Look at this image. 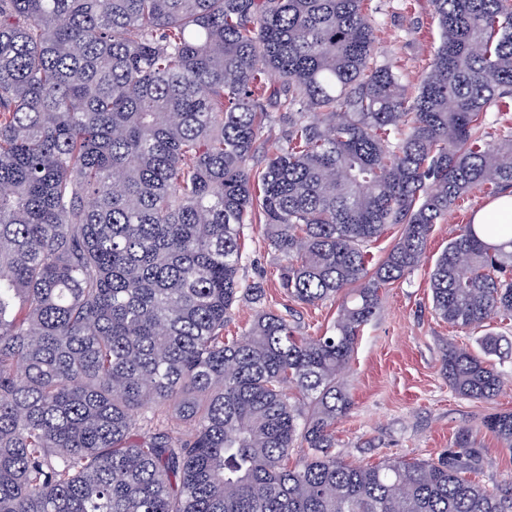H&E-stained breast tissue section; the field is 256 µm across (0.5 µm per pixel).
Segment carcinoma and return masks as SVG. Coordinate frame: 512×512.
Instances as JSON below:
<instances>
[{"mask_svg": "<svg viewBox=\"0 0 512 512\" xmlns=\"http://www.w3.org/2000/svg\"><path fill=\"white\" fill-rule=\"evenodd\" d=\"M368 2L0 0V512H512V485L469 478V431L436 461L334 451L379 290L460 197L512 188V126L486 142L512 0H429L412 90ZM272 107L284 144L255 167ZM258 215L280 287L341 300L329 332L262 310L224 339L260 292L239 276ZM430 290L452 327L511 315L512 225L460 226ZM498 354L450 340L442 373L491 400ZM481 427L512 451V412Z\"/></svg>", "mask_w": 512, "mask_h": 512, "instance_id": "carcinoma-1", "label": "carcinoma"}]
</instances>
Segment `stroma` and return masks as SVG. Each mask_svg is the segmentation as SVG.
Wrapping results in <instances>:
<instances>
[{"label":"stroma","mask_w":512,"mask_h":512,"mask_svg":"<svg viewBox=\"0 0 512 512\" xmlns=\"http://www.w3.org/2000/svg\"><path fill=\"white\" fill-rule=\"evenodd\" d=\"M380 59L397 66L408 87H417L440 40L438 22L427 0H372ZM494 199L475 191L456 203L429 236L426 258L405 280L383 288L376 316L365 326L342 374L352 405L336 423V453L353 463H375L386 457L432 460L453 447L462 430H470L480 455L477 481L493 489L512 483V452L500 439L482 431V419L512 412V357L487 361L508 378L504 391L490 401L454 391L440 368L447 341L478 350L486 332L512 340V316H497L484 326L458 329L435 313L429 280L437 257L459 225ZM243 278L262 286L260 302L237 303L226 336L241 335L260 310L293 312L302 333L318 336L330 329L338 302L318 306L295 302L279 286L280 260L266 242L262 222L247 226Z\"/></svg>","instance_id":"stroma-1"}]
</instances>
